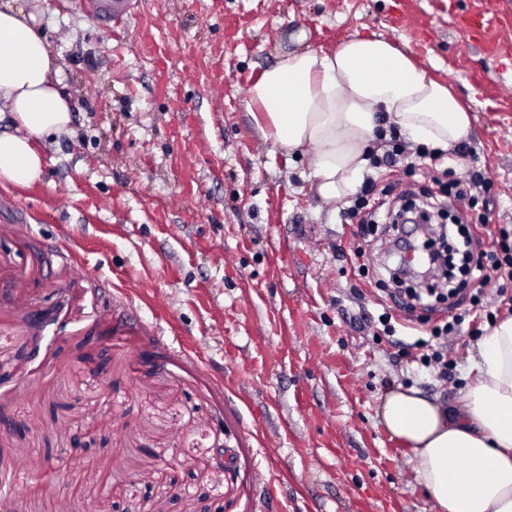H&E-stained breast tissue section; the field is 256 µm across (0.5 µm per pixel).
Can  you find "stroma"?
Segmentation results:
<instances>
[{
  "label": "stroma",
  "instance_id": "obj_1",
  "mask_svg": "<svg viewBox=\"0 0 512 512\" xmlns=\"http://www.w3.org/2000/svg\"><path fill=\"white\" fill-rule=\"evenodd\" d=\"M80 2L27 0L73 122L38 181L0 185V512H430L379 398L456 407L481 335L450 338L443 381L402 352L426 325L369 319L391 304L388 184L443 173L371 169L377 224L353 237L248 92L302 44L408 48L472 114L447 166L486 172L487 223L512 229V0H130L109 25Z\"/></svg>",
  "mask_w": 512,
  "mask_h": 512
}]
</instances>
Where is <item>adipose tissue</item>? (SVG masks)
Here are the masks:
<instances>
[{"label":"adipose tissue","instance_id":"obj_1","mask_svg":"<svg viewBox=\"0 0 512 512\" xmlns=\"http://www.w3.org/2000/svg\"><path fill=\"white\" fill-rule=\"evenodd\" d=\"M248 110L284 155H311L309 180L327 202L355 190L370 144L389 127L443 151L471 128L447 85L380 36L289 53L252 85ZM2 117L11 130L0 133V182L31 184L44 167L38 141L69 134L72 114L37 16L12 0H0ZM468 362L475 380L456 409L397 387L381 397L377 416L409 448L431 512H512V317L492 326Z\"/></svg>","mask_w":512,"mask_h":512}]
</instances>
